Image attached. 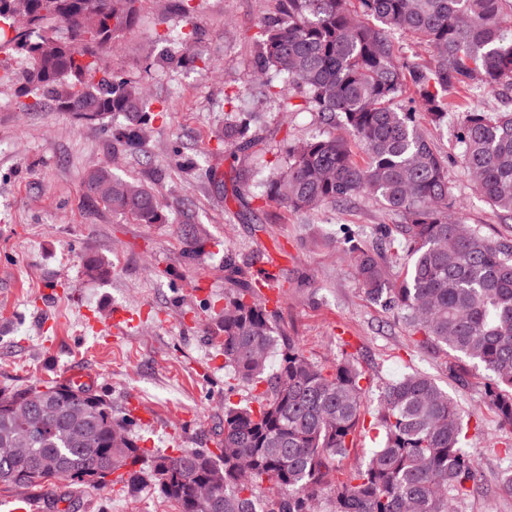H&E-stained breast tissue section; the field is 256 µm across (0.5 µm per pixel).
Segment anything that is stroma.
<instances>
[{
  "label": "stroma",
  "instance_id": "1",
  "mask_svg": "<svg viewBox=\"0 0 512 512\" xmlns=\"http://www.w3.org/2000/svg\"><path fill=\"white\" fill-rule=\"evenodd\" d=\"M195 3L189 22L177 0H168L163 11L143 0L137 24L108 53L115 72L144 85L167 110L140 152L114 144L112 120L86 124L66 112H22L13 88H0V389L66 376L89 385L115 414L130 413L131 430L146 453L211 447L213 431L224 420L228 381L211 339L229 286L224 255L279 247L285 251L277 260L283 335L322 363L344 347L363 348L368 414L385 383L416 371L437 379L462 409L482 419L467 447L484 489L461 503L459 512H512V494L500 486L512 458L491 446L512 439V427L486 406L481 377L459 386L448 376L446 351L415 348L403 320L369 299L337 247L348 235L372 247L380 227L394 231L398 217L365 200L310 214L257 199L282 140L321 131L314 113L284 118L274 103L256 109L241 93L254 58L252 36L270 0ZM193 26L211 69L166 59L176 52L180 33ZM448 101L447 126L425 116L420 123L448 158V182L461 217L487 235L510 237L512 219H502L475 193L456 141L462 112L482 103L501 106L503 98L456 89ZM230 111L268 147L265 167L248 179L246 196L256 209L248 224L217 201L206 175L207 152ZM187 159L193 167H184ZM96 164L157 189L170 205V223L136 224L90 203L81 177ZM187 217L211 239L194 259L184 257L178 236ZM88 255L109 263L111 276H85L82 259ZM117 308L128 322H113ZM34 499L27 512H175L156 490L130 496L108 482L86 488L59 480Z\"/></svg>",
  "mask_w": 512,
  "mask_h": 512
}]
</instances>
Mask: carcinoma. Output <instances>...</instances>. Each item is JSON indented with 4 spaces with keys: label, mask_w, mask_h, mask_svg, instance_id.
<instances>
[{
    "label": "carcinoma",
    "mask_w": 512,
    "mask_h": 512,
    "mask_svg": "<svg viewBox=\"0 0 512 512\" xmlns=\"http://www.w3.org/2000/svg\"><path fill=\"white\" fill-rule=\"evenodd\" d=\"M143 0H0V54L19 55L28 67H0L18 108L69 112L102 122L118 116L113 139L138 151L147 130L163 117L142 87L112 74L108 50L137 22ZM254 38L249 86L280 111L317 114L325 132L283 139L286 160L269 174L260 199L314 213L358 199L397 215L407 271L394 282L382 249L353 240L344 254L367 295L395 311L411 329L414 346L448 350V377L464 386L484 373L485 402L512 427V239L491 237L455 216L448 158L417 121L429 114L448 123V88L512 90V0H274ZM429 47L432 61L416 66L400 56L397 36ZM413 90L411 106L398 100ZM462 163L477 192L512 216V108L475 106L458 130ZM230 155L264 154L247 125L224 124ZM366 159L358 162L353 144ZM86 198L137 224H167L154 189L101 166L81 181ZM184 255L203 252L207 233L179 225ZM274 257L224 255L231 288L214 339L224 366L242 383H262L257 405L231 401L224 390V427L215 449L176 456L144 454L130 416H117L84 384L46 385L43 416L26 421L30 387L0 391V445L28 448L25 458L0 457V486L35 491L51 481L83 479L110 456L114 484L135 494L153 487L176 512H457L483 486L478 463L465 448L481 419L462 410L436 379L412 372L387 383L376 412L379 447L350 470L365 390L359 353L342 352L326 365L279 334L278 301L264 294L277 280ZM254 268L255 278L246 273ZM88 276L104 279L110 265L84 260ZM278 365L267 372L271 355ZM221 490L219 504L195 499L197 482Z\"/></svg>",
    "instance_id": "obj_1"
}]
</instances>
